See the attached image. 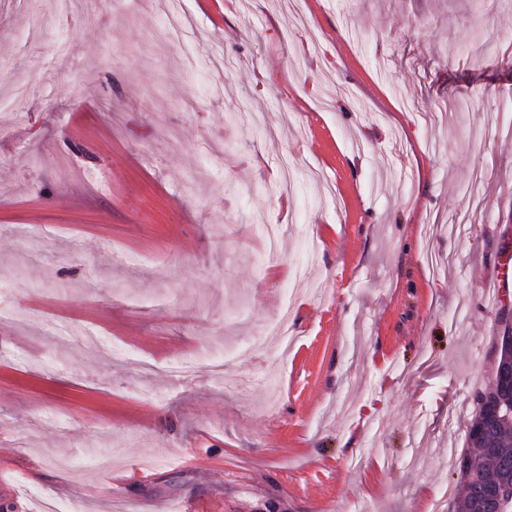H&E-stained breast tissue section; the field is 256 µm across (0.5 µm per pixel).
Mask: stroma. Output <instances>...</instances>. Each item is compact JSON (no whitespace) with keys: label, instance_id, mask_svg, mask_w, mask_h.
Instances as JSON below:
<instances>
[{"label":"stroma","instance_id":"35a3bbf8","mask_svg":"<svg viewBox=\"0 0 512 512\" xmlns=\"http://www.w3.org/2000/svg\"><path fill=\"white\" fill-rule=\"evenodd\" d=\"M511 37L512 0H0V512H460Z\"/></svg>","mask_w":512,"mask_h":512}]
</instances>
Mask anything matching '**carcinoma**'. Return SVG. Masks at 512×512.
Here are the masks:
<instances>
[{
    "mask_svg": "<svg viewBox=\"0 0 512 512\" xmlns=\"http://www.w3.org/2000/svg\"><path fill=\"white\" fill-rule=\"evenodd\" d=\"M504 399L512 401V390L500 387L496 375L476 394L478 407L466 427L468 448L458 462L462 512H481V501L491 496L488 486L512 485V420L497 418Z\"/></svg>",
    "mask_w": 512,
    "mask_h": 512,
    "instance_id": "carcinoma-1",
    "label": "carcinoma"
}]
</instances>
